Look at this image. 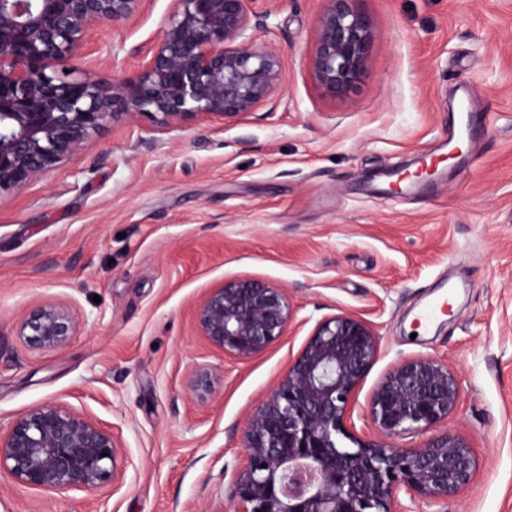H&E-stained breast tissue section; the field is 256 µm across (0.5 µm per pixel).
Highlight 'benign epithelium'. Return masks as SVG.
Listing matches in <instances>:
<instances>
[{
	"instance_id": "benign-epithelium-1",
	"label": "benign epithelium",
	"mask_w": 512,
	"mask_h": 512,
	"mask_svg": "<svg viewBox=\"0 0 512 512\" xmlns=\"http://www.w3.org/2000/svg\"><path fill=\"white\" fill-rule=\"evenodd\" d=\"M172 2L158 38L133 49L138 73L106 85L71 76L68 64L100 26L126 25L144 0H0V192L44 177L120 117L169 132L192 118L239 123L275 103L280 57L252 37L267 28L265 0ZM324 2L309 65L336 96L361 80L372 27L356 0ZM291 316L285 289L252 278L210 289L196 310L201 335L240 360L283 336ZM76 329L60 302L37 303L18 321V335L40 351L65 347ZM377 355V333L365 320L342 313L317 323L245 422L233 512H398L402 492L446 498L469 482L472 449L453 435L410 450L386 442L432 429L458 407V378L440 359H405L375 387L369 415L384 440L349 430L352 395ZM118 455L110 427L64 403L32 407L0 431V472L45 492L114 483Z\"/></svg>"
}]
</instances>
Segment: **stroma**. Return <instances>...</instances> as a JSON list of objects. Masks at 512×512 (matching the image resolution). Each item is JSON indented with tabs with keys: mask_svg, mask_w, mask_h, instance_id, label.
I'll use <instances>...</instances> for the list:
<instances>
[{
	"mask_svg": "<svg viewBox=\"0 0 512 512\" xmlns=\"http://www.w3.org/2000/svg\"><path fill=\"white\" fill-rule=\"evenodd\" d=\"M355 6L373 38L349 92L326 94L308 66L323 0H273L253 37L282 61L274 111L160 135L144 119L111 122L0 193V424L61 402L119 442L118 483L50 494L0 475V512H227L248 414L341 312L379 336L353 397L359 438H376L370 395L398 361L432 356L459 379V406L435 431L472 448L474 475L445 499L402 496L404 512H512V0ZM171 9L146 0L124 27L103 25L74 76L132 75V48ZM239 278L285 289L293 311L284 336L245 360L195 320L211 288ZM450 288V312L421 328L420 306ZM42 301L75 316L62 349L17 334Z\"/></svg>",
	"mask_w": 512,
	"mask_h": 512,
	"instance_id": "1",
	"label": "stroma"
}]
</instances>
